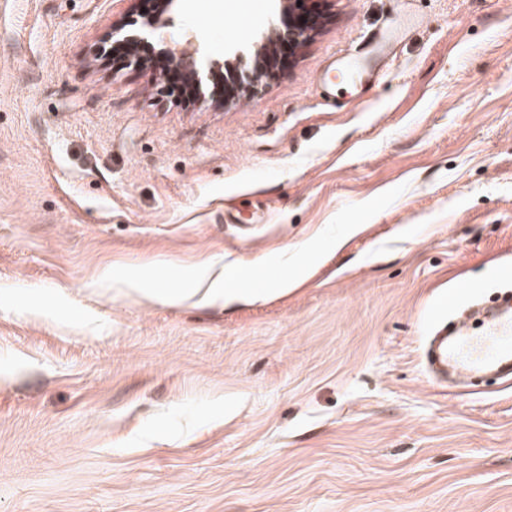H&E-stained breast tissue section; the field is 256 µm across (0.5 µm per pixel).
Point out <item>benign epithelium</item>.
<instances>
[{
	"label": "benign epithelium",
	"mask_w": 512,
	"mask_h": 512,
	"mask_svg": "<svg viewBox=\"0 0 512 512\" xmlns=\"http://www.w3.org/2000/svg\"><path fill=\"white\" fill-rule=\"evenodd\" d=\"M155 9L141 20L130 24L121 22L112 27L113 48L127 52V63L140 66L144 50L161 46L154 56L167 63L176 72L191 77L193 87L201 83L200 66L205 53L192 54L177 50L179 41L168 39L167 29L175 24L172 13L174 0H155ZM279 23L272 29V41L298 47L309 41L319 21V3L316 0H279Z\"/></svg>",
	"instance_id": "benign-epithelium-1"
}]
</instances>
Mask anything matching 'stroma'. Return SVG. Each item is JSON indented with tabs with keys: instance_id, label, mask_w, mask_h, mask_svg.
I'll use <instances>...</instances> for the list:
<instances>
[{
	"instance_id": "stroma-1",
	"label": "stroma",
	"mask_w": 512,
	"mask_h": 512,
	"mask_svg": "<svg viewBox=\"0 0 512 512\" xmlns=\"http://www.w3.org/2000/svg\"><path fill=\"white\" fill-rule=\"evenodd\" d=\"M152 8L0 0V512H512V382L422 365L512 290V7L324 0L247 95L276 0H177L223 63L190 97L112 50ZM223 270L232 304L159 297Z\"/></svg>"
}]
</instances>
